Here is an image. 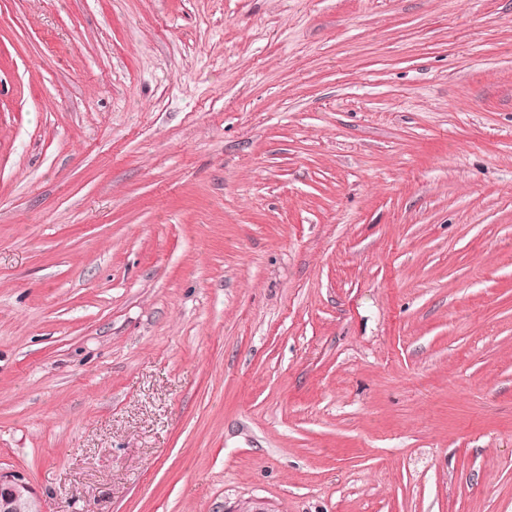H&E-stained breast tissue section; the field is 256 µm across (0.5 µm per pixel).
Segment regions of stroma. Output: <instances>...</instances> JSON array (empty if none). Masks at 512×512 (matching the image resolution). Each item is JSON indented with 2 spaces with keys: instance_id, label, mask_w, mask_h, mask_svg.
Listing matches in <instances>:
<instances>
[{
  "instance_id": "1",
  "label": "stroma",
  "mask_w": 512,
  "mask_h": 512,
  "mask_svg": "<svg viewBox=\"0 0 512 512\" xmlns=\"http://www.w3.org/2000/svg\"><path fill=\"white\" fill-rule=\"evenodd\" d=\"M0 470L512 512V0H0Z\"/></svg>"
}]
</instances>
